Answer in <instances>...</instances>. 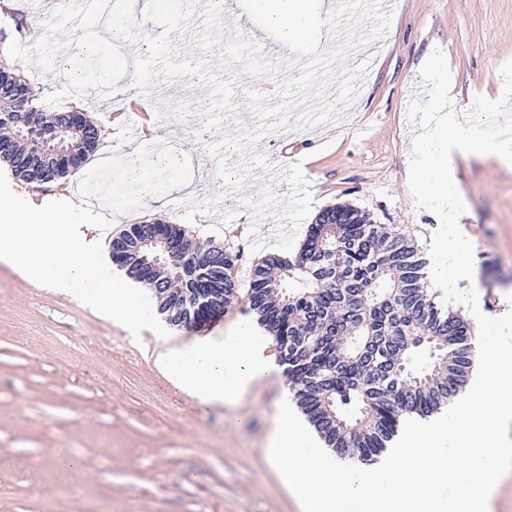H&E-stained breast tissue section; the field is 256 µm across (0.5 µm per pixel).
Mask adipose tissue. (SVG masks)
<instances>
[{
  "instance_id": "ef3b65f1",
  "label": "adipose tissue",
  "mask_w": 512,
  "mask_h": 512,
  "mask_svg": "<svg viewBox=\"0 0 512 512\" xmlns=\"http://www.w3.org/2000/svg\"><path fill=\"white\" fill-rule=\"evenodd\" d=\"M433 82L448 112L425 123L410 156L409 178L425 189L432 210L457 224L472 209L457 178L460 161L489 152L502 166L511 168L512 141L503 139L491 146L481 137L478 124L458 123L461 106L458 97L448 92V70L442 62L433 65ZM155 364L205 408L232 402L279 372L266 344L247 322L222 336L168 346L157 355Z\"/></svg>"
}]
</instances>
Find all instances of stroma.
<instances>
[{"label": "stroma", "mask_w": 512, "mask_h": 512, "mask_svg": "<svg viewBox=\"0 0 512 512\" xmlns=\"http://www.w3.org/2000/svg\"><path fill=\"white\" fill-rule=\"evenodd\" d=\"M442 55L448 79L467 116L503 117L512 104V0H397L375 66L352 108L336 124L267 134L258 144L270 162H302L314 210L349 204L378 224L403 227L428 250L439 221L418 207L406 180L415 134L431 108L429 62ZM207 94L196 78L162 84L152 101L153 137L192 161L193 178L169 198H146L143 209L115 218L113 230L159 213L202 245L238 253L239 298L203 331L169 327L168 337L127 329L94 309L21 275L0 262V512H296L271 477L264 445L287 376L255 385L239 401L201 410L155 364L169 342L228 333L246 319L251 269L262 257L250 249L251 218L237 198L222 209L237 218L184 211L170 199L221 193L208 147L219 136L200 134ZM101 130L108 150L128 156L140 144L115 119V106L95 94L70 98ZM473 209L465 229L474 244L473 280L479 307L501 316L512 297V171L493 158L469 159L458 171ZM81 458L98 480H63L33 467L49 455Z\"/></svg>", "instance_id": "1"}]
</instances>
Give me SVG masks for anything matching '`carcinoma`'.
I'll list each match as a JSON object with an SVG mask.
<instances>
[{
	"mask_svg": "<svg viewBox=\"0 0 512 512\" xmlns=\"http://www.w3.org/2000/svg\"><path fill=\"white\" fill-rule=\"evenodd\" d=\"M2 84L19 92L0 102V135L19 142L0 157L23 184L62 185L95 154L101 130L90 124L92 137L71 143L16 65L0 63ZM28 139L52 165H33L20 144ZM148 236L177 244L191 235L154 216L110 245L112 263L149 290L168 323L201 330L237 300L238 255L211 247L206 266L186 273L163 248L141 247ZM428 265L405 229L337 205L319 211L294 257L270 254L253 268L247 312L270 336L302 414L341 457L373 461L403 418L438 412L471 375L473 324L435 300Z\"/></svg>",
	"mask_w": 512,
	"mask_h": 512,
	"instance_id": "obj_1",
	"label": "carcinoma"
}]
</instances>
